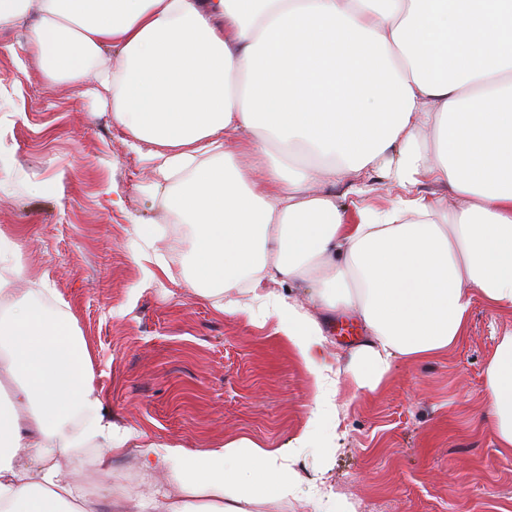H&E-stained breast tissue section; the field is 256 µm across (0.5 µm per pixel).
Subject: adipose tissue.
<instances>
[{"instance_id": "obj_1", "label": "adipose tissue", "mask_w": 512, "mask_h": 512, "mask_svg": "<svg viewBox=\"0 0 512 512\" xmlns=\"http://www.w3.org/2000/svg\"><path fill=\"white\" fill-rule=\"evenodd\" d=\"M52 83L96 72L112 121L150 144L155 190L193 229L186 285L238 312L247 286L313 375L316 406L290 449L247 440L140 448L168 490L83 483L112 472L130 431L88 376L71 314L0 285V512H252L300 485L303 448L333 408L322 322L270 282L309 283L366 337L347 371L377 389L396 358L463 338L474 298L512 309V0H0V29ZM306 163L294 164L295 154ZM406 194L358 223L332 188L351 176ZM444 184L458 206L416 195ZM490 425L512 449V334L486 370Z\"/></svg>"}]
</instances>
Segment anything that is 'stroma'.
<instances>
[{
	"label": "stroma",
	"instance_id": "obj_1",
	"mask_svg": "<svg viewBox=\"0 0 512 512\" xmlns=\"http://www.w3.org/2000/svg\"><path fill=\"white\" fill-rule=\"evenodd\" d=\"M0 30V269L20 264L25 288L68 304L89 353L92 384L136 444L203 450L236 438L285 448L315 406L312 375L249 295L240 313L218 311L185 288L186 225L155 243L169 263H134L136 224L167 226L151 191L156 175L113 124L111 94L49 83ZM325 316L327 348L348 360L362 323L325 313L307 284L291 285ZM512 309L474 298L465 336L444 354L396 360L376 391L336 378L329 435L301 456L307 483L255 512H512V451L486 423L485 369Z\"/></svg>",
	"mask_w": 512,
	"mask_h": 512
}]
</instances>
